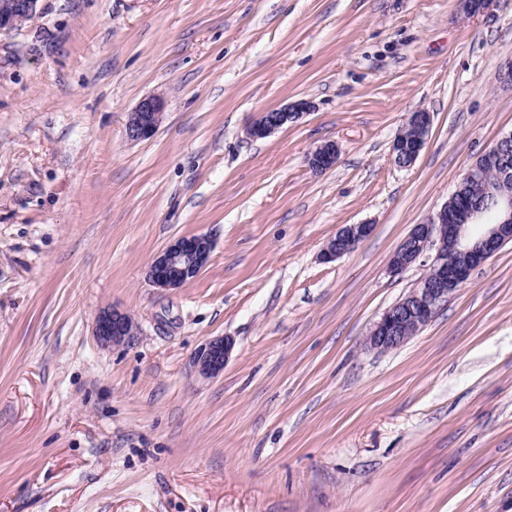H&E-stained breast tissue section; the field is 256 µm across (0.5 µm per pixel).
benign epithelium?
<instances>
[{
  "label": "benign epithelium",
  "instance_id": "obj_1",
  "mask_svg": "<svg viewBox=\"0 0 512 512\" xmlns=\"http://www.w3.org/2000/svg\"><path fill=\"white\" fill-rule=\"evenodd\" d=\"M38 0H0V32H8L32 18ZM492 0H458L461 13L474 16L489 8ZM166 101L160 94L142 98L128 113L125 135L133 142L152 138L163 121ZM314 104L299 99L283 108L264 112L246 130L252 139L266 138L283 126L302 119L313 111ZM432 123L431 113L416 109L407 114L406 122L391 144V155L399 167H409L424 148ZM512 132L502 136L479 158L500 169L496 194L501 206L491 223L484 222V209L468 206L448 214V204L424 224H416L401 241L389 259V273L397 276L409 267L430 260L427 272L410 291L392 305L374 325L367 337V346L388 352L403 346L411 334L421 331L448 304V300L473 271L492 257L502 246L512 242V190L505 186L512 181V161L508 145ZM339 146L325 140L307 156L308 166L322 172L336 164ZM373 232L371 224H346L322 250L321 258L334 261L354 251ZM214 248L206 234L179 237L160 251L150 263L146 278L161 291L175 290L196 277L210 261ZM139 334L136 319L117 307H105L94 323V336L104 346L129 345ZM234 348L229 336L218 337L200 347L190 360L191 372L203 379L224 372Z\"/></svg>",
  "mask_w": 512,
  "mask_h": 512
}]
</instances>
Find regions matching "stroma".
Instances as JSON below:
<instances>
[{
	"instance_id": "obj_1",
	"label": "stroma",
	"mask_w": 512,
	"mask_h": 512,
	"mask_svg": "<svg viewBox=\"0 0 512 512\" xmlns=\"http://www.w3.org/2000/svg\"><path fill=\"white\" fill-rule=\"evenodd\" d=\"M510 56L512 0H38L0 33V512H512V243L404 346L365 345L425 272L390 274L393 251L512 131ZM156 92L158 132L127 141ZM196 234L209 264L150 286ZM108 306L134 344L97 341ZM220 336L223 374L197 378ZM166 101L161 94L142 98L128 113L125 135L129 141L139 142L152 138L163 121ZM314 104L307 99H299L283 108L263 112L246 130L252 139H262L274 134L288 123H294L313 111ZM432 123L431 112L416 109L407 114L406 122L391 144V155L399 167H409L424 148ZM338 155L339 146L336 141L325 140L309 152L307 163L313 171H326L336 164ZM372 232L373 224L344 225L322 250L321 258L326 262H330L351 253L369 238ZM213 248L214 242L206 234L179 237L153 258L147 281L161 291L181 288L207 266ZM94 336L104 346L129 345L139 334L136 319L117 307H105L98 313L94 323ZM234 348L229 336L218 337L200 347L190 360L191 372L197 377L210 379L224 372V366Z\"/></svg>"
}]
</instances>
